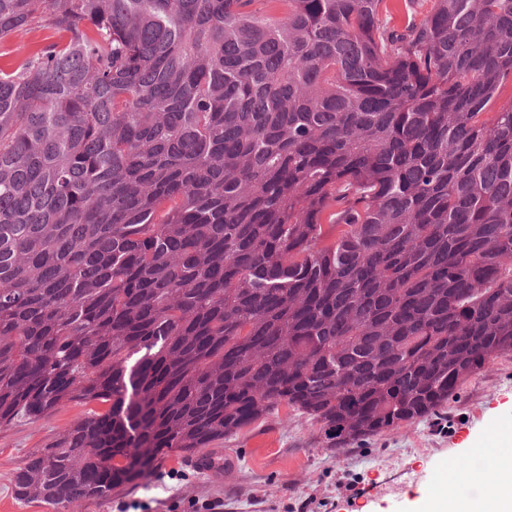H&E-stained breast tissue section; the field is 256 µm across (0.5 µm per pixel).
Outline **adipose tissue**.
I'll list each match as a JSON object with an SVG mask.
<instances>
[{"label":"adipose tissue","instance_id":"1","mask_svg":"<svg viewBox=\"0 0 512 512\" xmlns=\"http://www.w3.org/2000/svg\"><path fill=\"white\" fill-rule=\"evenodd\" d=\"M497 446L489 459L494 472L492 481H485L482 472L473 470L466 476H454V483H462L480 489L487 502L486 512H512V434L496 439Z\"/></svg>","mask_w":512,"mask_h":512}]
</instances>
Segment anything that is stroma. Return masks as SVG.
<instances>
[{
    "mask_svg": "<svg viewBox=\"0 0 512 512\" xmlns=\"http://www.w3.org/2000/svg\"><path fill=\"white\" fill-rule=\"evenodd\" d=\"M383 29L403 34L428 16L433 0H388ZM89 407L63 404L52 416L0 427V512H424L448 491L460 460L485 467L490 440L512 430V353L491 359L463 382L436 416L403 422L361 441L328 435L323 423L282 406L208 448L207 463L171 452L151 475L108 501L54 507L15 498L24 458L45 448Z\"/></svg>",
    "mask_w": 512,
    "mask_h": 512,
    "instance_id": "1",
    "label": "stroma"
}]
</instances>
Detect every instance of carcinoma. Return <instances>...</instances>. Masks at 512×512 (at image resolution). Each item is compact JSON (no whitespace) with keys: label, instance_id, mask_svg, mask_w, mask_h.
I'll list each match as a JSON object with an SVG mask.
<instances>
[{"label":"carcinoma","instance_id":"carcinoma-1","mask_svg":"<svg viewBox=\"0 0 512 512\" xmlns=\"http://www.w3.org/2000/svg\"><path fill=\"white\" fill-rule=\"evenodd\" d=\"M0 0L14 495L105 500L286 405L361 439L512 353V0ZM389 8L380 14L381 27L390 34H404L426 19L433 0H388ZM46 35L43 31H18L9 39L0 43V66L7 67L14 63L19 54L41 42Z\"/></svg>","mask_w":512,"mask_h":512}]
</instances>
